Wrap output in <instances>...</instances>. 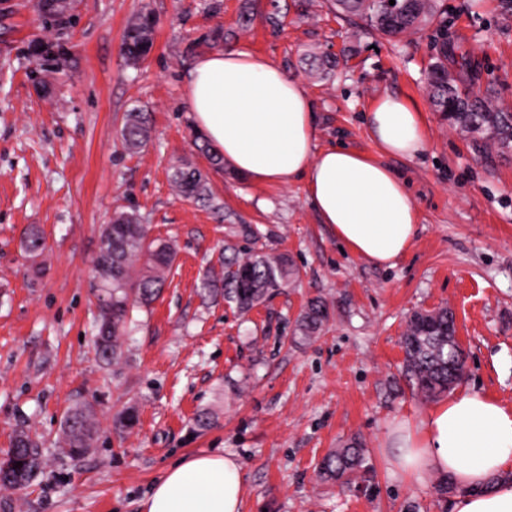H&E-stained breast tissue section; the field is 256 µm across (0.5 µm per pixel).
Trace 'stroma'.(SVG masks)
<instances>
[{"label":"stroma","mask_w":512,"mask_h":512,"mask_svg":"<svg viewBox=\"0 0 512 512\" xmlns=\"http://www.w3.org/2000/svg\"><path fill=\"white\" fill-rule=\"evenodd\" d=\"M73 0L69 24L49 26L35 0H0V456L18 425L43 443L46 465L22 490H0V512H140L171 466L203 453L241 465L243 512H440L439 474L421 484L396 468L402 437L430 407L413 392L401 339L410 314H455L467 389L512 407V153L469 139L434 112L426 78L448 42L479 65L460 86L512 111V10L502 0H444L448 27L394 41L366 34L326 0ZM155 18L154 47L139 66L121 45L141 10ZM224 30L214 42L215 30ZM52 42L63 58L49 92L32 79L31 48ZM246 48L301 81L314 101L316 145L375 156L367 116L395 95L421 112L427 140L418 157L387 158L420 213L417 236L394 267L352 256L320 223L301 182L254 184L211 169L198 152L187 97L203 55ZM335 56L319 78L304 54ZM142 107L154 133L129 153L120 131ZM181 158L207 170L223 214L179 196L169 168ZM136 211L151 237L174 242L176 260L123 357L110 366L93 346L95 294L87 269L99 227ZM38 225L49 244L28 258L21 236ZM249 224L270 252L287 254L298 279L247 314L202 296L207 271L233 225ZM326 301L321 333L304 341L295 322L307 302ZM94 405L95 448L80 458L56 444L62 417ZM135 408L129 432L115 413ZM219 421L197 432L203 409ZM359 438L361 468L344 484H323L316 466Z\"/></svg>","instance_id":"35a3bbf8"}]
</instances>
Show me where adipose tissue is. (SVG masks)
Returning <instances> with one entry per match:
<instances>
[{
  "label": "adipose tissue",
  "instance_id": "1",
  "mask_svg": "<svg viewBox=\"0 0 512 512\" xmlns=\"http://www.w3.org/2000/svg\"><path fill=\"white\" fill-rule=\"evenodd\" d=\"M188 100L195 128L224 162L255 184L302 182L320 223L362 261L391 267L411 248L418 209L383 156L412 158L426 148L422 118L403 98L376 102L369 125L381 152L316 149L314 103L306 86L268 57L236 48L200 57ZM403 480L448 476L458 494L451 512H512V408L467 390L433 404L399 449ZM236 459L201 454L167 469L141 512H242Z\"/></svg>",
  "mask_w": 512,
  "mask_h": 512
}]
</instances>
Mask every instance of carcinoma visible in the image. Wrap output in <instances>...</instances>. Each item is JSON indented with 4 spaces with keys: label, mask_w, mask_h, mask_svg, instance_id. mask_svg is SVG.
Listing matches in <instances>:
<instances>
[{
    "label": "carcinoma",
    "mask_w": 512,
    "mask_h": 512,
    "mask_svg": "<svg viewBox=\"0 0 512 512\" xmlns=\"http://www.w3.org/2000/svg\"><path fill=\"white\" fill-rule=\"evenodd\" d=\"M342 13L364 22L367 31L387 37H396L406 31L428 25L440 32L446 27L447 12L442 0H332ZM38 8L54 26L69 21L70 0H39ZM154 18L142 12L127 27L122 54L133 66L140 64L153 48ZM476 72L466 54L460 56L443 53L435 56L429 71V96L437 111L450 125H457L476 139H491L501 149L512 150V112L487 108L485 100L469 90L458 87L451 68ZM150 114L134 109L126 116L121 137L126 148L139 151L152 138ZM171 181L177 191L213 210L224 209V204L211 193L206 176L189 161L172 167ZM240 235L249 246L237 249L227 247L221 271L210 270L202 282V289L212 295L224 292V300L247 312L260 304L266 296L288 285L298 271L286 255H270L257 247L258 237L249 224L239 225ZM102 240H112V267L101 273L97 288L95 346L99 359L109 366L122 356L121 338L131 332L132 313L147 308L161 294L175 260L176 252L167 241L151 239L147 225L134 211H121L113 215L112 223L99 229ZM22 245L33 259L48 250L44 232L30 226L24 232ZM327 319V308L318 298L307 302L296 321L300 339L309 340L321 330ZM455 330L451 310L414 313L403 336L406 371L416 391L431 398L450 390L455 381L449 378L448 364L459 362L461 351L448 343V333ZM137 422L135 410L127 408L112 417L114 430L125 433ZM98 433V421L92 404L80 403L70 407L61 421L62 443L72 457L87 454ZM364 455L363 444L354 439L344 447L326 455L321 461L317 478L333 483L360 466ZM22 463L17 471L23 482L0 480V488L21 489L36 474L41 465L39 444L24 428L15 432L13 446L0 459L4 465Z\"/></svg>",
    "instance_id": "1"
}]
</instances>
